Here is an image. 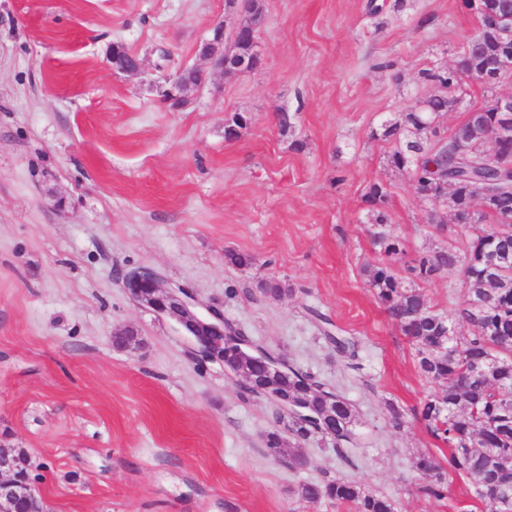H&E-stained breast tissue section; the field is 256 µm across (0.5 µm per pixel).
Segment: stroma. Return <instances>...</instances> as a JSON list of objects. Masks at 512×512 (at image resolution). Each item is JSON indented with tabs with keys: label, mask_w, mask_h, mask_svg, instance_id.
<instances>
[{
	"label": "stroma",
	"mask_w": 512,
	"mask_h": 512,
	"mask_svg": "<svg viewBox=\"0 0 512 512\" xmlns=\"http://www.w3.org/2000/svg\"><path fill=\"white\" fill-rule=\"evenodd\" d=\"M262 3L261 64L227 76L200 55L236 20L227 0H0V444L44 463L51 512H350L298 493L336 476L397 512H480L467 477L421 491L415 460L448 454L414 415L438 388L363 274L382 260L371 184L407 257L444 242L448 209L390 166L384 128L436 94L425 71L452 64L478 16L464 0ZM117 45L138 73L113 75ZM184 64L205 81L174 108L158 69ZM141 265L337 388L356 409L353 466L316 439L304 465L271 459L275 407L130 300L118 273ZM462 281L453 269L422 292L445 313ZM316 311L357 342L355 365ZM125 327L134 343L113 345Z\"/></svg>",
	"instance_id": "obj_1"
}]
</instances>
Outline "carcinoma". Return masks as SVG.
I'll use <instances>...</instances> for the list:
<instances>
[{"label": "carcinoma", "mask_w": 512, "mask_h": 512, "mask_svg": "<svg viewBox=\"0 0 512 512\" xmlns=\"http://www.w3.org/2000/svg\"><path fill=\"white\" fill-rule=\"evenodd\" d=\"M427 80L453 85L461 76L448 70H428ZM423 112H409L404 125H388L384 135L398 140L389 156L396 169L409 167L418 179L422 198L448 202L459 207L472 205L471 194L464 185L453 192L441 189L432 180L446 176H493L495 172L471 156L461 160L453 152L437 150L429 142L425 122L447 106L445 98H430ZM500 122L495 112L469 117L451 133L465 138L486 151L490 128ZM388 189L380 183L370 185L365 202L373 214L374 244L388 261L365 269L366 285L388 311L400 331L416 350L420 374L434 382L439 392L414 408L433 435L448 444V471L466 475L474 481V494L483 512H512V229H504L498 217L512 212V194L498 201H488L477 211L478 223L469 228L464 250L451 243L419 254L410 261L403 240L387 225L383 207ZM402 261L400 267L393 262ZM461 268L466 285L462 300L452 315L467 328V334L448 335V315L436 311L424 298L421 284L442 273ZM326 341L345 356H355L356 343L340 334L324 331ZM332 392L325 383L308 371L288 377V396L309 401L316 412L324 411L322 393ZM334 393V392H332ZM336 397V424L345 430L336 437L327 436L305 422L293 419L275 426L265 435L266 447L288 455V462H305L304 446L320 440L343 453L354 440V406L339 393ZM415 467L424 477V491L433 497L445 495L443 467L423 456ZM302 499L316 503L322 499L347 503L354 512H395L386 495L367 490L352 478L342 477L308 482L299 488Z\"/></svg>", "instance_id": "obj_1"}]
</instances>
